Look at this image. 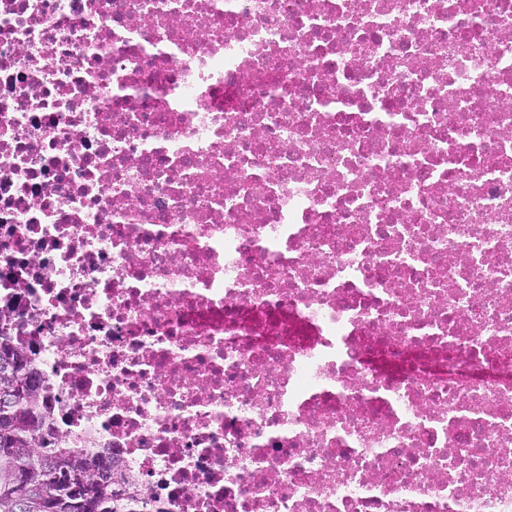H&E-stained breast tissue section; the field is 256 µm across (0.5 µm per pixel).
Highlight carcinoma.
Wrapping results in <instances>:
<instances>
[{
  "instance_id": "carcinoma-1",
  "label": "carcinoma",
  "mask_w": 512,
  "mask_h": 512,
  "mask_svg": "<svg viewBox=\"0 0 512 512\" xmlns=\"http://www.w3.org/2000/svg\"><path fill=\"white\" fill-rule=\"evenodd\" d=\"M0 512H163L136 494L116 489L111 466L70 448H56L41 410L42 377L32 351L12 335V318H0Z\"/></svg>"
}]
</instances>
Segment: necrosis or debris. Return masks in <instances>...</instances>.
I'll return each instance as SVG.
<instances>
[{
  "instance_id": "1",
  "label": "necrosis or debris",
  "mask_w": 512,
  "mask_h": 512,
  "mask_svg": "<svg viewBox=\"0 0 512 512\" xmlns=\"http://www.w3.org/2000/svg\"><path fill=\"white\" fill-rule=\"evenodd\" d=\"M4 309L164 512H512V0H0Z\"/></svg>"
}]
</instances>
